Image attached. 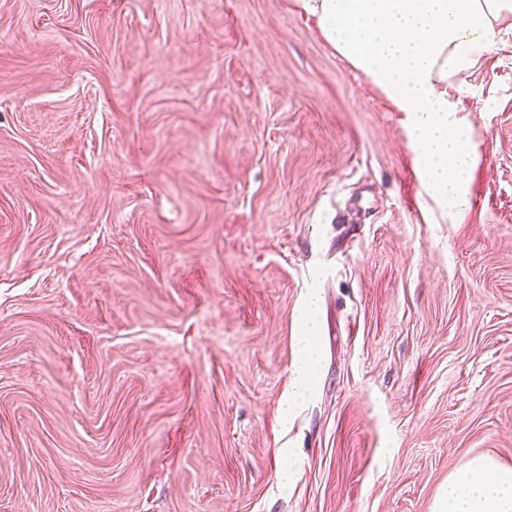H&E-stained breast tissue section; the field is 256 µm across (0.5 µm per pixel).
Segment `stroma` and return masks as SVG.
Masks as SVG:
<instances>
[{"instance_id": "35a3bbf8", "label": "stroma", "mask_w": 512, "mask_h": 512, "mask_svg": "<svg viewBox=\"0 0 512 512\" xmlns=\"http://www.w3.org/2000/svg\"><path fill=\"white\" fill-rule=\"evenodd\" d=\"M448 98L456 213L299 0H0V512H432L512 466V34ZM315 305L316 296L311 293L306 299L304 332L301 338L298 359L294 366L292 380L288 389L286 408L284 409L286 418L309 398L312 391L316 371L313 350L315 323L312 318Z\"/></svg>"}]
</instances>
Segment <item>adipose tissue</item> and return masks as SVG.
Listing matches in <instances>:
<instances>
[{
  "mask_svg": "<svg viewBox=\"0 0 512 512\" xmlns=\"http://www.w3.org/2000/svg\"><path fill=\"white\" fill-rule=\"evenodd\" d=\"M303 6L337 53L407 113L430 195L452 210L464 206L477 152L469 123L448 100V82L512 33V0H303ZM315 305L308 295L290 412L314 383ZM433 512H512V468L488 457L467 460L449 475Z\"/></svg>",
  "mask_w": 512,
  "mask_h": 512,
  "instance_id": "obj_1",
  "label": "adipose tissue"
}]
</instances>
